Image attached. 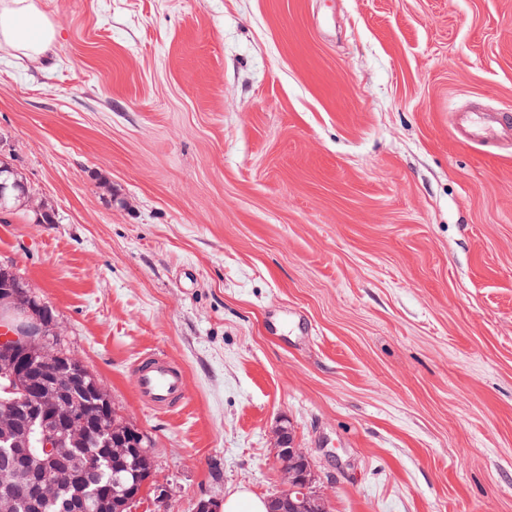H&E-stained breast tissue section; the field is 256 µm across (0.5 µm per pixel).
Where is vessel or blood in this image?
<instances>
[{"mask_svg":"<svg viewBox=\"0 0 512 512\" xmlns=\"http://www.w3.org/2000/svg\"><path fill=\"white\" fill-rule=\"evenodd\" d=\"M456 133L462 141L495 147L512 134V111L463 112L456 118ZM139 401L156 411L181 407L187 397L186 374L179 364L157 353L143 354L133 366Z\"/></svg>","mask_w":512,"mask_h":512,"instance_id":"obj_1","label":"vessel or blood"}]
</instances>
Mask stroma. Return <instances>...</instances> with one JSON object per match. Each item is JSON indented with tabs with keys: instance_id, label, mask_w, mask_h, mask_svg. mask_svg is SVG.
<instances>
[{
	"instance_id": "1",
	"label": "stroma",
	"mask_w": 512,
	"mask_h": 512,
	"mask_svg": "<svg viewBox=\"0 0 512 512\" xmlns=\"http://www.w3.org/2000/svg\"><path fill=\"white\" fill-rule=\"evenodd\" d=\"M0 46V161L57 221L0 219V265L147 436L132 512L283 481L329 512H512V0H41ZM183 366L181 408L133 364ZM57 32L37 0L0 1V45L39 60L55 44ZM511 112L503 109L501 112L460 113L456 118V134L464 142H477L494 148L502 137L512 133ZM138 400L156 411L180 408L186 401V374L179 364L157 353L143 354L133 366ZM293 436L287 426H280L277 430V440L273 448V459L282 474L285 485L284 490L271 497L269 511L271 512H323L327 511V504L322 495L318 492L320 499L316 505L308 504V489L305 485L314 483L312 468L301 473L295 467H290L289 458L296 460L302 458L309 460V457L302 448H296ZM305 484V485H304Z\"/></svg>"
}]
</instances>
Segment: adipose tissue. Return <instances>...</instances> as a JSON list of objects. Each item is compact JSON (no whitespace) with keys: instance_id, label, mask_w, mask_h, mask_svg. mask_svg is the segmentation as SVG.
Returning <instances> with one entry per match:
<instances>
[{"instance_id":"obj_1","label":"adipose tissue","mask_w":512,"mask_h":512,"mask_svg":"<svg viewBox=\"0 0 512 512\" xmlns=\"http://www.w3.org/2000/svg\"><path fill=\"white\" fill-rule=\"evenodd\" d=\"M56 37L39 0H0V45L37 60L51 50Z\"/></svg>"}]
</instances>
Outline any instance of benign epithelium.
Returning <instances> with one entry per match:
<instances>
[{"mask_svg": "<svg viewBox=\"0 0 512 512\" xmlns=\"http://www.w3.org/2000/svg\"><path fill=\"white\" fill-rule=\"evenodd\" d=\"M0 376L13 381L20 390L34 389L44 395L52 408L39 413L22 415L15 403H0V440L10 448L11 481L0 485V512H16L15 488L24 486L32 503L46 499L52 486H70L87 480L91 465L67 460V450L56 445L59 433L82 439L88 427L80 413L67 406L66 389L85 383L84 361L71 356L70 369L59 371V355L43 347L32 355L31 366L17 360V355L32 349L33 342L43 335V327L36 320L6 321L0 324ZM38 437L40 447H30L32 436ZM308 459L296 447L288 427L277 430L273 459L282 474L284 490L272 497L269 512H325V499L308 504V486L314 483L313 471L300 472L290 466V460Z\"/></svg>", "mask_w": 512, "mask_h": 512, "instance_id": "7a95c632", "label": "benign epithelium"}]
</instances>
